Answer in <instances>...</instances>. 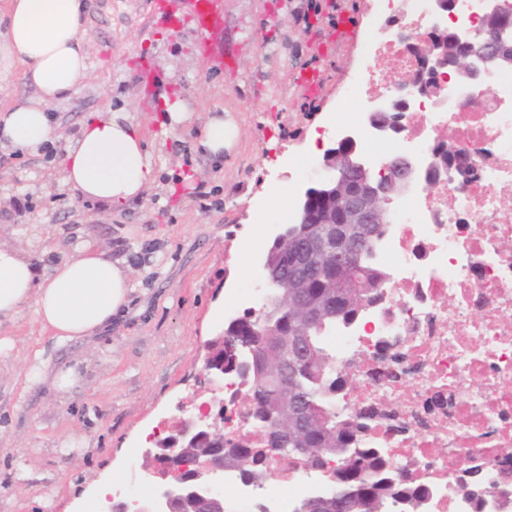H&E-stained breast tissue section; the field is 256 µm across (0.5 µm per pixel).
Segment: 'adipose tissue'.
<instances>
[{
	"label": "adipose tissue",
	"instance_id": "1",
	"mask_svg": "<svg viewBox=\"0 0 512 512\" xmlns=\"http://www.w3.org/2000/svg\"><path fill=\"white\" fill-rule=\"evenodd\" d=\"M0 8V88L21 80L33 96L0 110V145L31 154L60 140L54 104L78 95L87 78V0H4ZM63 179L87 199L112 205L140 196L155 179L152 155L123 113L102 112L66 146ZM130 268L76 245L44 276L23 249L0 245V319L23 308L57 342L93 335L122 316Z\"/></svg>",
	"mask_w": 512,
	"mask_h": 512
}]
</instances>
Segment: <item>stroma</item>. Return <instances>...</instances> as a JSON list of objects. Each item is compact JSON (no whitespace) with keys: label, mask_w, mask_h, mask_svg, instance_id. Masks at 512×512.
Masks as SVG:
<instances>
[{"label":"stroma","mask_w":512,"mask_h":512,"mask_svg":"<svg viewBox=\"0 0 512 512\" xmlns=\"http://www.w3.org/2000/svg\"><path fill=\"white\" fill-rule=\"evenodd\" d=\"M86 86L53 105L63 139L53 155L0 150V242L26 249L43 271L88 243L131 266L125 316L94 335L58 343L31 310L0 322L13 346L0 358V512H90L103 482H139L133 452L159 422L212 400L199 380L212 341L227 326L224 310L253 268L241 254L259 208L311 149L309 134L342 111L341 90L362 58L372 0H351V43L316 44L327 34V0H224L216 37L235 71L209 65L191 31L155 26L147 0H88ZM154 57L167 96L190 114L165 129L159 100L144 101L140 58ZM324 72L310 100L293 84L299 70ZM136 124L155 162L142 198L120 206L79 197L63 180L65 142L104 111ZM236 124L223 157L199 151L197 133L214 114ZM38 224L45 246L22 232ZM44 367L30 377L31 345ZM74 384L61 390L58 373Z\"/></svg>","instance_id":"obj_1"}]
</instances>
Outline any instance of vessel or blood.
<instances>
[{"instance_id": "1", "label": "vessel or blood", "mask_w": 512, "mask_h": 512, "mask_svg": "<svg viewBox=\"0 0 512 512\" xmlns=\"http://www.w3.org/2000/svg\"><path fill=\"white\" fill-rule=\"evenodd\" d=\"M331 8L335 23L329 37L341 43L352 34L353 14L347 0H333ZM151 10L154 25L172 31L190 28L204 44L211 43L224 26L222 0H152Z\"/></svg>"}]
</instances>
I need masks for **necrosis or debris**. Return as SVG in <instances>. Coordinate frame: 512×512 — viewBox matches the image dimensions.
<instances>
[{
  "instance_id": "necrosis-or-debris-1",
  "label": "necrosis or debris",
  "mask_w": 512,
  "mask_h": 512,
  "mask_svg": "<svg viewBox=\"0 0 512 512\" xmlns=\"http://www.w3.org/2000/svg\"><path fill=\"white\" fill-rule=\"evenodd\" d=\"M487 0H455L448 16L432 0H387L366 32L364 64L342 93L349 118L333 116L319 135L372 134L367 112L391 108L399 87L420 82L425 66L411 49L448 26L482 39ZM482 100L467 86L442 80L431 95L409 98L400 135L386 150H368L382 167L392 153H411L427 168L445 132L454 148L474 153L476 167L460 178L443 168L399 197L374 258L389 280L378 302L328 339L337 370H349L338 411L366 415L361 443L380 448L392 467L408 470L427 497L396 501L389 512H512V71L486 67ZM224 436L265 450L266 438L247 403L249 380L224 373ZM483 468L472 485L464 473ZM336 460L311 468L267 452L270 476L258 485L224 471V499L264 512H289L332 489Z\"/></svg>"
}]
</instances>
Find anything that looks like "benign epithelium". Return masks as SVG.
Masks as SVG:
<instances>
[{
    "instance_id": "1",
    "label": "benign epithelium",
    "mask_w": 512,
    "mask_h": 512,
    "mask_svg": "<svg viewBox=\"0 0 512 512\" xmlns=\"http://www.w3.org/2000/svg\"><path fill=\"white\" fill-rule=\"evenodd\" d=\"M486 37L476 45L466 34L446 28L437 29L419 40L415 52L425 63L438 62L452 70L456 78L467 83L472 95L480 98L485 93L481 70L488 62L498 69H512V55L505 48L512 45V22L501 15L495 0H489L482 18ZM368 125L382 136L398 134L397 118L389 110L368 113ZM321 165L328 175L316 186L324 196L313 197V187L302 184L295 190V220L291 224H276L271 232L267 250L257 256L256 266L267 287L286 288L288 282L273 271L271 254L276 248L292 249L306 257L303 268L312 273L316 261L333 258L336 284L339 288H368L380 292L387 279L372 278L362 266L363 256L372 246L376 229L389 223L390 204L395 196L409 190L423 177L413 159L396 153L383 170L368 166L361 150V141L353 135L331 140L324 151ZM321 207H332L339 224L315 214V202ZM300 224H321L323 229L304 240L297 235ZM283 305L268 303L258 311V329L278 323ZM224 377V362L209 354L203 366V378L211 381ZM224 433V401L213 402L208 413L181 421L175 433L155 442V448L146 451L145 467L165 464L161 482L148 490L130 510L125 501L112 504L109 512H195L205 502H224L223 490L217 481L224 478V460L189 454L188 448H202L204 442Z\"/></svg>"
}]
</instances>
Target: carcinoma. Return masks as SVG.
Masks as SVG:
<instances>
[{
    "mask_svg": "<svg viewBox=\"0 0 512 512\" xmlns=\"http://www.w3.org/2000/svg\"><path fill=\"white\" fill-rule=\"evenodd\" d=\"M273 264L292 284L287 292L304 289L321 319L309 335L302 337L303 345L298 349L289 346V333L294 326L302 325L306 310L291 303L284 307L281 325L260 336L255 333L257 319L250 313L232 330L234 339L254 345L249 403L252 418L266 435L267 446L283 457H297L310 465L336 458L331 498L355 506L354 512H387L388 503L395 498L425 495L426 490L414 488L404 472L390 469L377 449L359 447L358 433L365 422L339 416L334 408L336 393L344 389L347 380L336 371L327 335L337 323H348L359 314L365 296L346 292L336 309L330 306L336 289L329 287L327 277L303 278L302 268L291 264L290 255L279 250L273 255ZM271 413L280 415V419L267 420ZM301 442L308 445L307 453L284 452ZM224 465L254 483L267 478L259 454L240 442L224 443Z\"/></svg>",
    "mask_w": 512,
    "mask_h": 512,
    "instance_id": "cac0c4a2",
    "label": "carcinoma"
}]
</instances>
